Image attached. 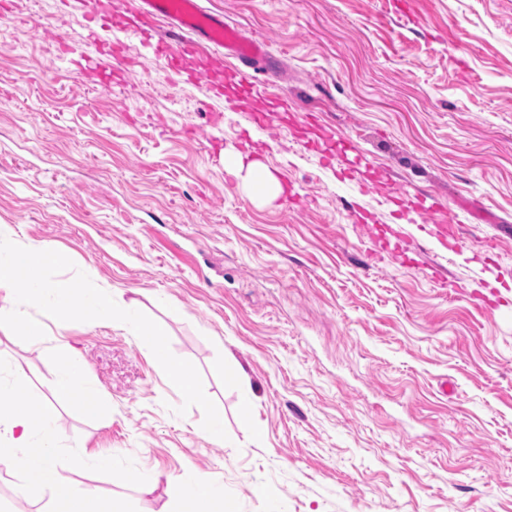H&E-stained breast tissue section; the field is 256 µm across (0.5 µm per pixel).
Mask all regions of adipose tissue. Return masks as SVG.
<instances>
[{
  "instance_id": "adipose-tissue-1",
  "label": "adipose tissue",
  "mask_w": 512,
  "mask_h": 512,
  "mask_svg": "<svg viewBox=\"0 0 512 512\" xmlns=\"http://www.w3.org/2000/svg\"><path fill=\"white\" fill-rule=\"evenodd\" d=\"M54 384L59 395L80 401L83 409H98L99 388L77 354L60 355ZM0 397L11 401L9 413L0 414V466L17 474L16 493L46 499L47 512H91L93 491L75 489L59 471L61 439L51 417L38 413L28 396L1 378ZM30 473L37 475V483L27 482ZM179 498L181 512H233L224 483L218 479L182 487Z\"/></svg>"
}]
</instances>
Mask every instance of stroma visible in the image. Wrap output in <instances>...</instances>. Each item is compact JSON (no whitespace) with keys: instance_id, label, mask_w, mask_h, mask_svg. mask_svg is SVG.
Here are the masks:
<instances>
[{"instance_id":"35a3bbf8","label":"stroma","mask_w":512,"mask_h":512,"mask_svg":"<svg viewBox=\"0 0 512 512\" xmlns=\"http://www.w3.org/2000/svg\"><path fill=\"white\" fill-rule=\"evenodd\" d=\"M93 3L0 0V225L155 320L228 438L200 407L177 415L121 323L46 315L43 339H2L0 358L53 419L73 486L95 510L171 512L218 477L235 512H512V0H198L268 45L243 103L217 48L184 80L165 71L127 0L106 34L119 76L70 65L55 37L86 44ZM278 100L280 128H251ZM339 134L370 193L321 164ZM216 140L303 205L255 199ZM405 189L452 225L352 221ZM61 349L85 361L96 413L55 394ZM112 451L116 473L82 462Z\"/></svg>"}]
</instances>
